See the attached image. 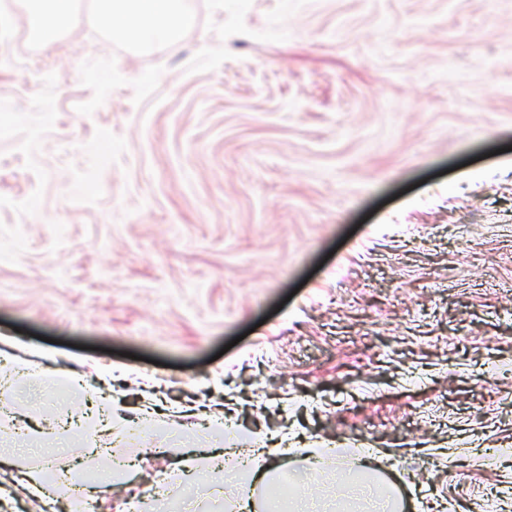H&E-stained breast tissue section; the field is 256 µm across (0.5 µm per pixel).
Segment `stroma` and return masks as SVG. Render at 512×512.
<instances>
[{
	"mask_svg": "<svg viewBox=\"0 0 512 512\" xmlns=\"http://www.w3.org/2000/svg\"><path fill=\"white\" fill-rule=\"evenodd\" d=\"M0 0V450L81 458L84 391L149 459L196 409L361 439L402 512L512 501V0H186L175 44ZM24 365L17 377L10 362ZM182 406L157 431L140 410ZM497 466L483 462L484 455ZM31 1L34 2L29 9V19L35 33L45 44L55 42L60 31L69 22L72 0Z\"/></svg>",
	"mask_w": 512,
	"mask_h": 512,
	"instance_id": "obj_1",
	"label": "stroma"
}]
</instances>
